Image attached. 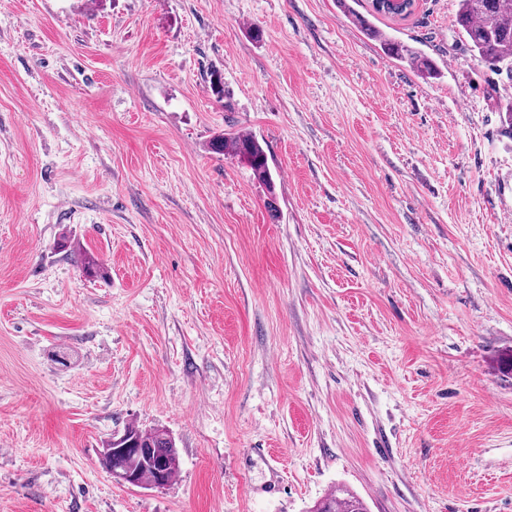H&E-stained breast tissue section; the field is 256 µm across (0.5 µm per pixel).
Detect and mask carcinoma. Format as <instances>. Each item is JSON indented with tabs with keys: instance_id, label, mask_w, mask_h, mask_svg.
I'll use <instances>...</instances> for the list:
<instances>
[{
	"instance_id": "cac0c4a2",
	"label": "carcinoma",
	"mask_w": 512,
	"mask_h": 512,
	"mask_svg": "<svg viewBox=\"0 0 512 512\" xmlns=\"http://www.w3.org/2000/svg\"><path fill=\"white\" fill-rule=\"evenodd\" d=\"M340 7L366 35L379 40L392 56L416 69L426 78L436 79L441 71L435 62L421 50L377 29L364 15L356 12L348 0H338ZM415 0H371L370 15H385L404 20L413 14ZM458 31L471 50L490 70L506 73L512 79V0H459L455 19ZM212 149L232 153L252 170L253 175L267 188H273V177L268 156L259 140L246 133L221 135L212 143ZM125 441L135 448H149L153 460L130 457V465L143 485L156 484L158 477L164 483L173 481L179 471V456L172 437L162 429L143 430L137 426L124 429ZM310 512H367L364 502L356 495L342 491L331 493L317 502Z\"/></svg>"
}]
</instances>
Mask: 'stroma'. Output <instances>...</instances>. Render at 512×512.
I'll return each instance as SVG.
<instances>
[{
  "instance_id": "1",
  "label": "stroma",
  "mask_w": 512,
  "mask_h": 512,
  "mask_svg": "<svg viewBox=\"0 0 512 512\" xmlns=\"http://www.w3.org/2000/svg\"><path fill=\"white\" fill-rule=\"evenodd\" d=\"M456 9L372 19L424 79L337 0H0V512H512V80ZM129 425L172 483L102 469ZM345 14L350 17L369 37L378 39L382 47L401 62L407 63L426 78L437 79L441 71L435 62L421 50L412 48L377 29L364 15L356 12L347 0H337ZM212 149L219 153H232L252 170L253 175L272 192L273 177L268 163V156L259 140L246 133H231L218 136L212 143ZM121 435L130 442L132 448H150L154 459L143 460L138 456L130 457V465L136 471L140 485L155 486L159 474L154 463L155 459L164 461L163 481L165 485L173 481L179 471V456L172 437L162 429L143 430L138 426H128ZM154 460V461H153ZM364 502L347 491H341L339 495L331 493L317 502L310 512H367Z\"/></svg>"
}]
</instances>
